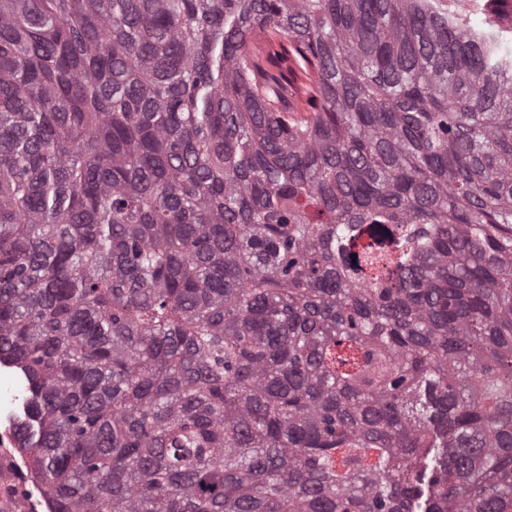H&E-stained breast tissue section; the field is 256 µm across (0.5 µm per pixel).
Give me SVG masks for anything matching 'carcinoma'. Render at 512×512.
<instances>
[{"instance_id": "1", "label": "carcinoma", "mask_w": 512, "mask_h": 512, "mask_svg": "<svg viewBox=\"0 0 512 512\" xmlns=\"http://www.w3.org/2000/svg\"><path fill=\"white\" fill-rule=\"evenodd\" d=\"M0 363L52 512H512V59L454 0H0Z\"/></svg>"}]
</instances>
